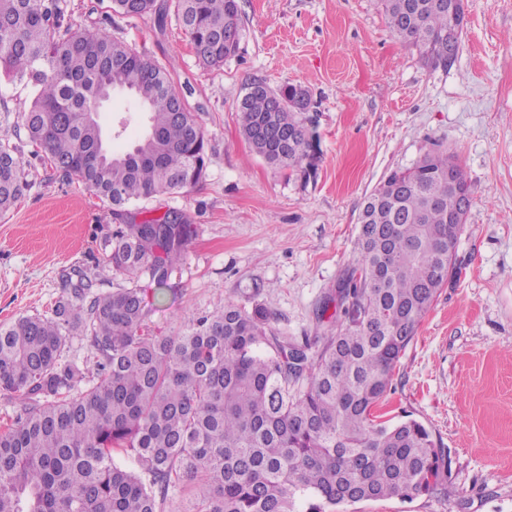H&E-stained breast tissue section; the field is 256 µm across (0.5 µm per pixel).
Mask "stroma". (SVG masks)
I'll return each mask as SVG.
<instances>
[{
  "label": "stroma",
  "mask_w": 512,
  "mask_h": 512,
  "mask_svg": "<svg viewBox=\"0 0 512 512\" xmlns=\"http://www.w3.org/2000/svg\"><path fill=\"white\" fill-rule=\"evenodd\" d=\"M67 3L74 28L101 26L166 67L205 134L198 185L129 208L137 223L178 208L194 229L165 295L138 279L153 334L178 335L229 300L263 306L275 336L320 347L336 318L316 312L358 255L365 197L430 150L457 156L472 198L459 273L401 357L384 406L445 448L448 493L336 512H512V0H467L447 71L392 35L381 0H240L244 37L217 69L199 65L176 13L160 27L113 13L110 0ZM256 79L309 91L310 166L271 165L242 136L236 105ZM30 101L24 84L0 82V142L27 161L25 191L0 214V323L51 315L67 275L102 292L127 284L105 258L117 220L37 155L21 121Z\"/></svg>",
  "instance_id": "stroma-1"
}]
</instances>
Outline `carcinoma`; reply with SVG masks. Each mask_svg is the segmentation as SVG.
Here are the masks:
<instances>
[{
  "label": "carcinoma",
  "mask_w": 512,
  "mask_h": 512,
  "mask_svg": "<svg viewBox=\"0 0 512 512\" xmlns=\"http://www.w3.org/2000/svg\"><path fill=\"white\" fill-rule=\"evenodd\" d=\"M391 31L425 64L448 70V7L435 0H381ZM166 0H112L127 17L164 18ZM198 61L220 67L243 34L239 0H177ZM66 0H0V77L25 83L28 138L60 178L77 181L124 216L137 201L194 186L206 168L205 135L169 71L106 34L72 29ZM128 93L145 130L126 148H107L98 112ZM296 85L257 79L238 101L240 129L268 163L310 158L306 111ZM26 161L0 142V213L25 188ZM470 193L448 151H431L391 172L366 199L359 257L329 306L336 333L315 353L269 335L268 312L230 301L177 336L150 333L140 289L98 292L66 277L52 315L0 323V391L24 402L0 431V512H162L171 487L192 496L189 512H327L344 503L443 494L445 449L420 421L376 414L400 358L439 291L455 277L457 243ZM192 236L178 209L117 228L112 269L157 289ZM87 338L94 372L66 360L67 338ZM134 458L139 471L115 455Z\"/></svg>",
  "instance_id": "1"
}]
</instances>
